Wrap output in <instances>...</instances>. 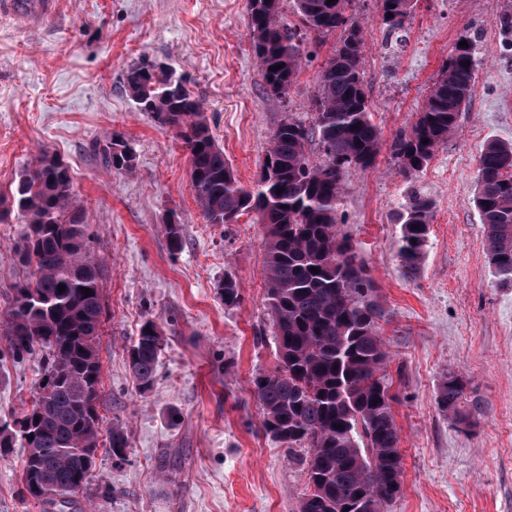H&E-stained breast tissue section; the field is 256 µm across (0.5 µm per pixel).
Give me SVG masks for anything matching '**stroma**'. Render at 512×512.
Here are the masks:
<instances>
[{"label": "stroma", "mask_w": 512, "mask_h": 512, "mask_svg": "<svg viewBox=\"0 0 512 512\" xmlns=\"http://www.w3.org/2000/svg\"><path fill=\"white\" fill-rule=\"evenodd\" d=\"M30 24L0 11V192L42 155L64 160L84 205L91 253L103 263L106 319L98 346L101 434L121 425L130 454L98 450L89 485L68 512H297L305 477L262 429L253 381L275 365L266 306V237L251 215L210 224L172 130L138 111L127 70L162 61L205 106L242 184L260 173L284 116L311 124L318 75L340 33L304 31L315 56L286 99L267 96L248 35L246 0H58ZM507 0H417L404 30L384 31L376 0H358L362 76L384 148L346 171L337 229L375 283L379 335L397 400L403 479L388 512H512V288L500 286L475 206L482 147L512 142V51L497 27ZM475 40V93L428 166L401 174L388 146L410 131L462 31ZM123 137L135 161L114 171L96 149ZM434 203L423 263L402 268L397 215L413 193ZM183 226L171 252L164 226ZM24 233L0 222V315L28 267ZM232 278L240 303L226 308ZM165 336L157 377L141 390L126 350L144 322ZM466 384L470 428L437 406L448 374ZM38 357L0 360V422L27 404ZM21 448L0 454V512H43L22 492Z\"/></svg>", "instance_id": "35a3bbf8"}]
</instances>
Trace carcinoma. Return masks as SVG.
<instances>
[{"instance_id":"obj_1","label":"carcinoma","mask_w":512,"mask_h":512,"mask_svg":"<svg viewBox=\"0 0 512 512\" xmlns=\"http://www.w3.org/2000/svg\"><path fill=\"white\" fill-rule=\"evenodd\" d=\"M282 2L247 0L249 37L264 87L280 99L287 97L308 56L302 35L283 18ZM294 2L308 30L322 36L339 30L342 38L320 71L314 122L307 126L289 116L279 123L254 186L236 178L202 101L186 89L165 95L166 71L134 66L125 87L138 111L175 131L188 153L196 203L206 221L234 224L249 213L265 228L266 298L277 364L254 379V397L265 433L287 445L303 467L298 512H386L403 478L395 396L384 373L388 354L377 331L380 311L370 299L372 279L351 241L336 230L344 173L372 166L383 143L363 87L364 41L352 12L354 0ZM378 4L381 24L390 32L403 28L414 8V0ZM459 40L468 47L455 46L411 131L396 136L389 147L406 176L428 165L475 93L474 38L465 31ZM279 64L283 68L270 70ZM314 141L322 149L318 163L307 149ZM127 151V144L113 136L99 156L109 169L128 170L133 158ZM475 204L486 226L494 276L512 287L511 143L485 144ZM13 214L25 224L14 255L30 275L15 285L0 337L12 357L38 354L44 364L27 406L0 426V449H25L24 491L65 512L70 498L88 486L85 460L99 449L97 341L105 315L104 278L88 247L84 209L63 160L43 156L10 194L0 195V221ZM432 215V200L418 193L398 215V257L409 275L423 262ZM313 267L319 273H311ZM60 284L65 285L61 293ZM84 287L93 295L85 296ZM220 290L225 306L240 303L232 278H225ZM163 349L157 325L145 322L127 350L128 366L144 391L156 377ZM463 400L464 381L448 374L439 388V410L467 425ZM105 447L125 459L129 443L123 430L112 428Z\"/></svg>"}]
</instances>
